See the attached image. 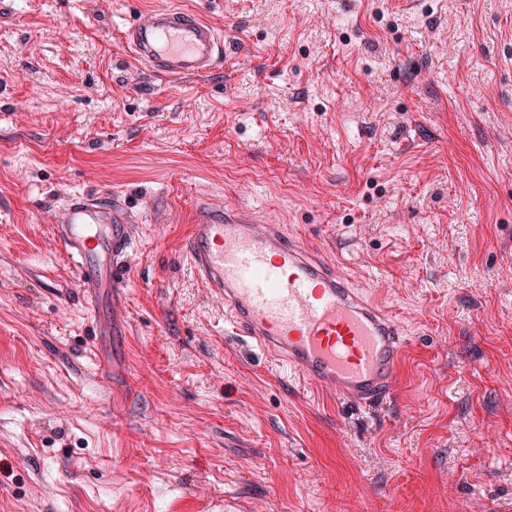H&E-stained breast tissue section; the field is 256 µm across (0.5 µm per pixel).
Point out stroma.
<instances>
[{"label": "stroma", "mask_w": 512, "mask_h": 512, "mask_svg": "<svg viewBox=\"0 0 512 512\" xmlns=\"http://www.w3.org/2000/svg\"><path fill=\"white\" fill-rule=\"evenodd\" d=\"M171 2L0 0V512H512V0H180L233 45L186 80L121 39ZM79 192L121 300L53 237ZM226 207L400 322L387 403L225 334L185 244ZM51 223L56 241L75 265L81 288H120L117 274L132 237L118 201L76 193L52 213Z\"/></svg>", "instance_id": "stroma-1"}]
</instances>
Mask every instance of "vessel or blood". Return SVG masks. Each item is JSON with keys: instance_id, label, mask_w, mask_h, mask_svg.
Wrapping results in <instances>:
<instances>
[{"instance_id": "vessel-or-blood-1", "label": "vessel or blood", "mask_w": 512, "mask_h": 512, "mask_svg": "<svg viewBox=\"0 0 512 512\" xmlns=\"http://www.w3.org/2000/svg\"><path fill=\"white\" fill-rule=\"evenodd\" d=\"M122 39L154 72L197 77L224 60V35L197 10L154 9ZM56 241L81 287H117L132 243L118 202L84 192L51 215ZM187 253L199 279L224 301V325L299 380L333 389L359 408L386 401L407 347L405 330L367 289L337 272L284 225L227 210L192 225Z\"/></svg>"}]
</instances>
